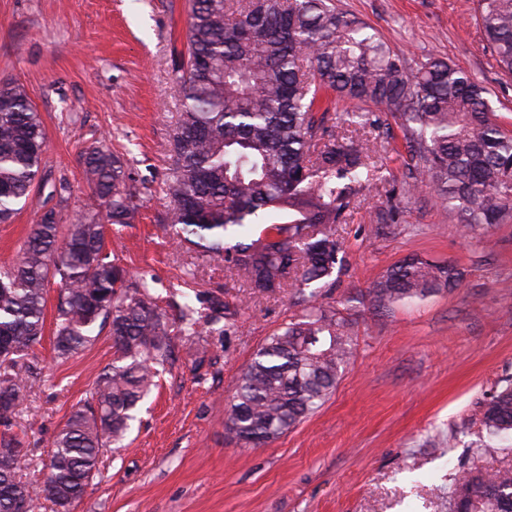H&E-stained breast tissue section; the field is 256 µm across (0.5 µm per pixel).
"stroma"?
<instances>
[{"label": "stroma", "mask_w": 512, "mask_h": 512, "mask_svg": "<svg viewBox=\"0 0 512 512\" xmlns=\"http://www.w3.org/2000/svg\"><path fill=\"white\" fill-rule=\"evenodd\" d=\"M406 59L435 56L490 92L512 130V76L502 73L477 19L476 0H335ZM189 0H0V86L25 85L40 113L48 185L0 224V267L9 264L66 179L63 216L88 202L81 153L107 140L126 159L143 205L132 223L108 226L123 266L154 277L160 296L187 291L240 307L238 327L203 342L174 336L175 361L132 424L124 448L104 452L75 512H452L460 472L512 469V434L488 437L482 405L512 382V223L466 230L426 195L402 198L399 221L381 223L392 187L408 172L400 120L391 136L353 124L389 182L366 190L338 225L345 265L320 301L352 327L353 357L334 394L274 442L251 447L224 430L241 370L274 331L300 312L290 289L250 288L223 259L179 244L163 223V186L181 102L175 50L186 42ZM409 255L450 262L458 288L374 312L367 292ZM100 334L68 360L52 335L24 357V400L14 433L31 464L22 473L43 494L41 460L70 414L112 362Z\"/></svg>", "instance_id": "35a3bbf8"}]
</instances>
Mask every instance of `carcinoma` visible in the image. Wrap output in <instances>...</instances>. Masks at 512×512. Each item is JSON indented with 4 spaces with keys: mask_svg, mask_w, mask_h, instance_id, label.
<instances>
[{
    "mask_svg": "<svg viewBox=\"0 0 512 512\" xmlns=\"http://www.w3.org/2000/svg\"><path fill=\"white\" fill-rule=\"evenodd\" d=\"M478 17L498 67L512 74V0H478ZM176 85L181 112L172 136L167 224L179 241L224 259L253 293L291 288L301 313L267 337L238 377L224 430L256 447L315 413L333 394L352 355L348 320L317 302L318 284L341 271L336 225L376 181L368 141L336 133L331 97L372 105L346 120L376 129L381 114L401 121L407 147L423 165L405 192H431L469 226L512 222V132L491 111L486 89L438 57L412 67L368 25L334 0H192ZM47 135L26 87L0 89V223L11 220L44 180ZM93 204L67 224L45 210L7 268L0 269V512L15 501L40 512L21 481L28 454L10 434L23 401L24 352L40 344L47 294L57 288L53 349L68 359L112 337V364L90 400L51 442L44 500L72 512L99 473L104 450L123 447L138 404L173 363L165 311L146 276L118 261L106 225L129 224L140 192L124 159L103 145L82 155ZM452 263L409 256L368 290L381 312L460 285ZM174 303L177 329L237 327L238 305L218 297L198 308L188 293ZM494 437L512 432V383L482 409ZM454 512H512V470L466 473Z\"/></svg>",
    "mask_w": 512,
    "mask_h": 512,
    "instance_id": "1",
    "label": "carcinoma"
}]
</instances>
